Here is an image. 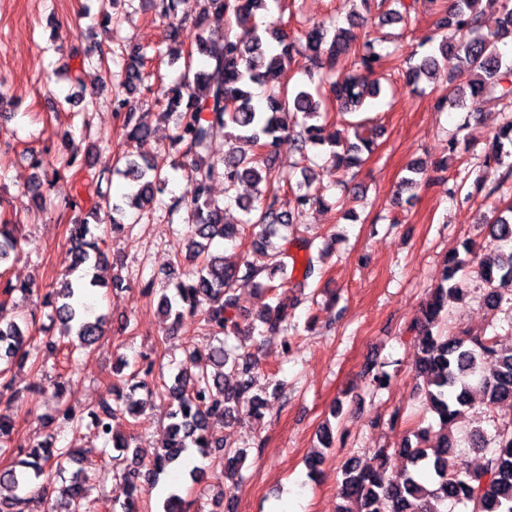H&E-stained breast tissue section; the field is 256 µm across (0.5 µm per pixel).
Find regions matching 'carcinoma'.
I'll use <instances>...</instances> for the list:
<instances>
[{
  "label": "carcinoma",
  "instance_id": "obj_1",
  "mask_svg": "<svg viewBox=\"0 0 512 512\" xmlns=\"http://www.w3.org/2000/svg\"><path fill=\"white\" fill-rule=\"evenodd\" d=\"M397 8L379 18L380 24L405 21L418 0L407 3L394 0ZM155 15L169 21L162 39L156 43L123 48L126 55L125 76L121 87L127 93L144 92L148 105L163 108L159 117L177 115L176 131L165 157L146 158L129 153L124 165L114 163L94 174L77 163L78 150H72L63 168L83 174L81 187L88 196L89 214L112 217V224L90 225L77 217L67 224L69 271L72 279H64L60 288L47 292L44 306L50 308L47 318L62 327L59 337L47 336L32 344L28 323L0 321V360L18 365H37L41 350L54 352L67 346L88 348L103 333L105 317L91 321L84 317L79 296L89 287L111 286L115 290L129 287L126 279L116 274L107 283L91 274L105 260L100 247L109 232H119L125 220L154 206L169 214L187 210L185 245L182 258L172 262L170 274L177 275L174 291L159 297L157 308L168 328L175 329L187 318L199 316L218 345L207 357L186 352L171 383L149 387L154 364L149 362L137 370L144 380L123 393L112 390V397L102 398L84 415L64 405L58 418L64 427H78L88 422L104 445H112L115 461L125 462L115 473L116 497L123 498V512H138L139 493L143 484L154 483L165 469L182 461L191 448L212 455L224 465V478L241 477L246 452L224 445L221 429L241 422L247 416L264 417L267 398L256 388L258 367L255 353L236 352L228 340L254 339V336H279L283 350L291 343L288 325L291 311L302 304L309 280L322 276L312 255L303 263L288 250L268 251L269 238L294 223L307 209L330 208L323 196L302 191L294 186L288 173L273 165V153L284 139H292L303 152L308 145L330 144L331 173L348 174L364 162L363 155L377 149L380 127L361 120L352 125L355 141L324 137L330 114L362 112L368 99L380 94L370 74L381 67L392 51L384 56L374 41L357 43L355 23L333 30L314 24L297 38L257 22L280 0H203V7L193 23L194 32L184 33L185 22L178 18L181 0H149ZM502 14V28L480 38L467 34L477 29L485 11ZM226 18L222 33L208 29L210 14ZM441 37H428L430 51L419 58L403 60L407 65V82L414 85L429 78L439 68L448 72V92L442 105L450 110L480 112L487 105L512 102V60L504 58L498 44L512 34V0H448V7L436 21ZM168 58L170 64L183 62L179 81L155 92L146 83L144 72L148 54ZM354 54L350 64L337 69L339 58ZM311 63L305 67L308 83L292 87L283 82L299 58ZM266 87L264 102L254 99L253 86ZM113 110L122 117V135L127 144L139 143L152 134L144 116L129 108V100L115 95ZM298 115L300 130L288 125L285 116ZM224 137V157L211 155L214 141ZM512 158V120L495 128L492 149L484 166L502 164ZM183 166L190 177V196L163 199L167 185V168ZM114 174L127 184V192L119 201H111L102 188L105 174ZM224 182L225 194L243 183L252 188V196L234 197L237 207L246 215L239 222L227 220L226 207L212 197L215 181ZM491 225L492 235L508 249L493 258H484L477 267L479 277L488 285L485 305L499 310L502 289L512 286V218L497 215L483 219ZM250 238L246 259L241 264H227L224 256L211 251L217 239ZM463 252L453 251L444 261L440 282L421 307L411 324L415 333L416 376L425 387L428 410L435 415L439 430L433 425L419 426L405 435L394 454L403 459L398 470L390 468L388 449L378 448L363 460L345 464L338 488L340 503L336 512H453L462 504L470 512H512V423L496 429L487 438L480 428H472L463 440L470 451L481 455L478 470H472L461 459L459 444L452 426L465 419L473 403V395L482 396L488 410L504 405L512 407V346L503 345L502 333L512 334V315L506 325L492 327L479 335L444 334L439 325L448 315V299L460 296L455 282L470 268L473 244H462ZM21 252L19 227L11 220L0 219V261L17 258ZM302 266L300 280L288 274ZM258 280L256 286L275 293V305H267L260 324L245 323L238 308L235 288L238 282ZM293 282L298 293L283 297L277 290ZM143 389L146 397H135ZM169 400L171 410L166 438L155 452L151 468L128 464L130 439L117 431L115 423L123 421L134 427L140 423L153 397ZM16 421L0 414V450L13 446V465L0 471V512H27L39 493L47 490L40 483L48 471H62L63 462H78L71 448H58L55 438L31 446L14 444ZM94 478L86 467L73 472L69 484L60 489L64 506L52 505L48 512H81L92 503Z\"/></svg>",
  "mask_w": 512,
  "mask_h": 512
}]
</instances>
